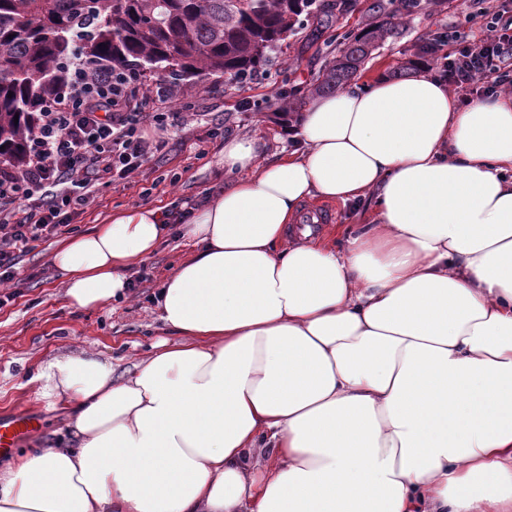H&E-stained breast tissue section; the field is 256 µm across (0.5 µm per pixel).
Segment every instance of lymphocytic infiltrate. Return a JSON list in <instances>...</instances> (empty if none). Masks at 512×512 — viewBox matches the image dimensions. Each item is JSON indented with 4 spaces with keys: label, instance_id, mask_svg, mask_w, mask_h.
Segmentation results:
<instances>
[{
    "label": "lymphocytic infiltrate",
    "instance_id": "lymphocytic-infiltrate-1",
    "mask_svg": "<svg viewBox=\"0 0 512 512\" xmlns=\"http://www.w3.org/2000/svg\"><path fill=\"white\" fill-rule=\"evenodd\" d=\"M478 31L434 33L429 44L441 78L461 105L512 89V0H475ZM173 90L134 72L73 62L64 91L37 116L22 168L0 165V283L19 255L68 227L99 182L128 178L165 144L160 132L185 125Z\"/></svg>",
    "mask_w": 512,
    "mask_h": 512
}]
</instances>
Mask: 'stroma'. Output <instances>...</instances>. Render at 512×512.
I'll use <instances>...</instances> for the list:
<instances>
[{"label": "stroma", "instance_id": "stroma-1", "mask_svg": "<svg viewBox=\"0 0 512 512\" xmlns=\"http://www.w3.org/2000/svg\"><path fill=\"white\" fill-rule=\"evenodd\" d=\"M315 24V19H305L245 84L227 75L205 74L173 81L172 107L186 113L187 126L163 131L166 146L144 170L98 186L89 207L73 216L72 226L86 232L135 205L167 210L186 201H207L224 187V170L217 160L227 136L260 139L268 160L292 150L291 127L298 113L287 110L280 94L293 87L313 88L336 54L335 46L312 41ZM448 26L469 31L461 0H437L405 19L396 35L360 67L357 79L406 77L413 70L432 68L431 58L423 56L420 48L429 34ZM246 97L254 108L239 111ZM61 242L58 236L38 241L21 254L13 298L0 306V420L27 415L39 421L37 430L20 442L23 451L70 441L69 411L47 409L34 399L30 380L40 364L61 353L92 347L112 358L114 378L133 374L151 345L168 336L152 310L150 296L194 252L190 243L169 232L153 255L129 270V279H140L141 285L127 301L78 311L69 306L64 282L52 263Z\"/></svg>", "mask_w": 512, "mask_h": 512}]
</instances>
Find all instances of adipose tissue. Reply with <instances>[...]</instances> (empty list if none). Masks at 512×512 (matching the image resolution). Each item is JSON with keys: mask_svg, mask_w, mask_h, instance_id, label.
I'll use <instances>...</instances> for the list:
<instances>
[{"mask_svg": "<svg viewBox=\"0 0 512 512\" xmlns=\"http://www.w3.org/2000/svg\"><path fill=\"white\" fill-rule=\"evenodd\" d=\"M292 135L270 162L225 139L232 179L154 295L176 342L122 381L93 350L39 368L75 444L0 467V512H512V95L382 77ZM313 198L369 216L324 236ZM171 221L132 206L61 244L70 304L123 298Z\"/></svg>", "mask_w": 512, "mask_h": 512, "instance_id": "obj_1", "label": "adipose tissue"}]
</instances>
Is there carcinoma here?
<instances>
[{"label":"carcinoma","instance_id":"obj_1","mask_svg":"<svg viewBox=\"0 0 512 512\" xmlns=\"http://www.w3.org/2000/svg\"><path fill=\"white\" fill-rule=\"evenodd\" d=\"M0 0V162L20 167L35 112L64 88L70 63H112L153 77L245 75L300 23L319 39L331 11L317 0ZM357 32L334 34L339 46L317 92L342 88L364 60L396 33L398 0H372Z\"/></svg>","mask_w":512,"mask_h":512}]
</instances>
